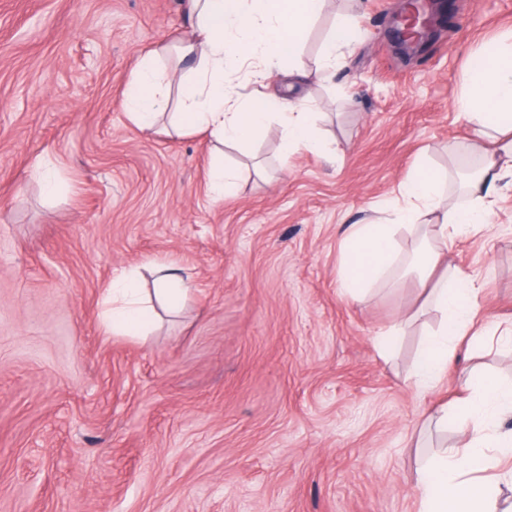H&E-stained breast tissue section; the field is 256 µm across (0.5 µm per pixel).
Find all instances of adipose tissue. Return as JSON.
<instances>
[{
	"instance_id": "1",
	"label": "adipose tissue",
	"mask_w": 512,
	"mask_h": 512,
	"mask_svg": "<svg viewBox=\"0 0 512 512\" xmlns=\"http://www.w3.org/2000/svg\"><path fill=\"white\" fill-rule=\"evenodd\" d=\"M327 6L328 0H184L193 37L177 44L157 42L141 58L123 102L131 121L142 131L160 125L177 135L200 129L214 142L242 147L274 127L282 152L326 150L311 101H298L279 112L273 96L239 97L227 74L245 69L264 78L304 76L299 51ZM456 106L495 145L468 182L465 203L441 209L444 177L423 167L401 183L404 205L394 223L350 225L341 242V287L359 298L394 269L399 229L421 225L422 277L432 280L428 302L442 316L438 332L426 338L416 363L423 387L441 381L461 341H481L470 332L476 283L444 261L449 237L487 223L489 197L498 181L512 176V35L473 60ZM441 265L446 272L440 276L436 269ZM188 286L183 269L164 261L155 263L154 286L148 293L140 288L136 271H125L106 290L100 322L106 332L118 336H146L156 304L177 309ZM510 416L512 384L481 374L471 378L466 394L438 409L437 426L455 424L464 445L443 451L418 474L420 512H499L495 485L479 475L491 469L496 458H512V433L500 429Z\"/></svg>"
}]
</instances>
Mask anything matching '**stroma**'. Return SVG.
Here are the masks:
<instances>
[{
  "mask_svg": "<svg viewBox=\"0 0 512 512\" xmlns=\"http://www.w3.org/2000/svg\"><path fill=\"white\" fill-rule=\"evenodd\" d=\"M401 0H333L305 36L315 68L334 23L357 46L311 85L335 157L281 158L224 197L209 190L208 135L136 129L123 108L140 58L186 38L182 0H0V512H420L417 470L456 430L429 415L473 371L512 380V344H461L435 386L415 385L438 323L418 276L395 271L354 301L340 287L339 228L379 220L420 164L477 163L455 107L474 58L512 31V0H453L438 42L400 57ZM59 164L47 198L31 169ZM157 259L192 291L147 340L97 322L120 271ZM450 263L482 286L474 329L512 331V188ZM404 333L388 355L376 338Z\"/></svg>",
  "mask_w": 512,
  "mask_h": 512,
  "instance_id": "stroma-1",
  "label": "stroma"
}]
</instances>
